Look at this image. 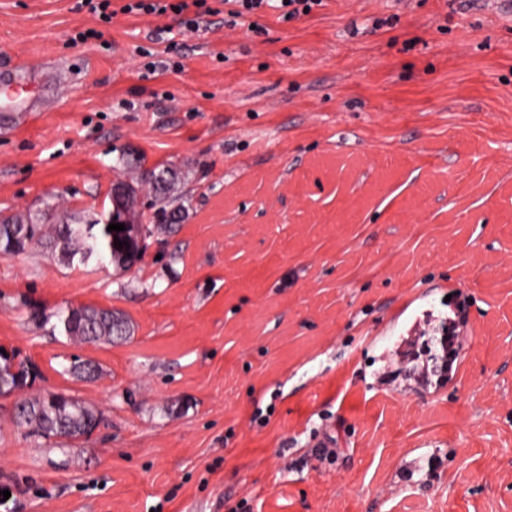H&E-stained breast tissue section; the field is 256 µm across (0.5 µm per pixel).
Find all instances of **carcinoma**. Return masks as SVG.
Instances as JSON below:
<instances>
[{
	"label": "carcinoma",
	"mask_w": 512,
	"mask_h": 512,
	"mask_svg": "<svg viewBox=\"0 0 512 512\" xmlns=\"http://www.w3.org/2000/svg\"><path fill=\"white\" fill-rule=\"evenodd\" d=\"M143 165L144 159L139 153H122L121 168L124 171L138 172ZM141 180L151 187L154 194L164 195L174 180V172L168 168L153 169L141 174ZM93 229L92 224L63 221L51 225L48 231L30 215H15L11 223H0V239L12 245L11 254L15 255L47 236L58 260L68 266L77 257L85 261L96 255L115 266L127 268L137 258L139 237L131 238L121 231H109L105 224L98 234L93 233ZM119 241L125 246H117ZM61 323L68 339L93 345L123 341L132 333L126 316L112 309L75 307L72 316L61 320ZM0 375L10 379L21 391L27 387L30 378L28 365L8 351L0 352ZM19 403L21 408L14 413V419L34 437L87 439L98 423L97 411L93 407L64 392L47 391L33 398H23Z\"/></svg>",
	"instance_id": "carcinoma-1"
}]
</instances>
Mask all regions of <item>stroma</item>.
Instances as JSON below:
<instances>
[{
  "mask_svg": "<svg viewBox=\"0 0 512 512\" xmlns=\"http://www.w3.org/2000/svg\"><path fill=\"white\" fill-rule=\"evenodd\" d=\"M0 0V69L55 109L0 124V212L108 206L121 150L168 167L130 268L0 256V346L97 409L42 442L0 399V512H512V6L324 0L198 32ZM84 42H75L78 33ZM111 308L125 342L56 317ZM85 361L95 376L76 373ZM71 308L72 316L65 320V315ZM66 314L60 322L69 340L93 345H111L127 339L132 333L130 321L116 310L80 306L67 308Z\"/></svg>",
  "mask_w": 512,
  "mask_h": 512,
  "instance_id": "35a3bbf8",
  "label": "stroma"
}]
</instances>
